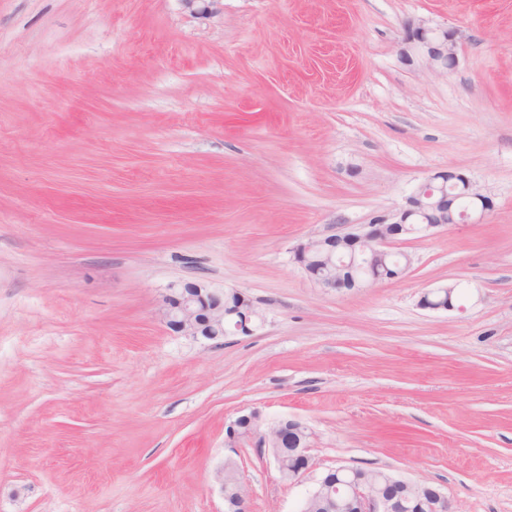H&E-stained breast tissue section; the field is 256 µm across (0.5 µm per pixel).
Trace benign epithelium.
<instances>
[{
  "mask_svg": "<svg viewBox=\"0 0 512 512\" xmlns=\"http://www.w3.org/2000/svg\"><path fill=\"white\" fill-rule=\"evenodd\" d=\"M456 35L453 29L409 23L404 28L400 57L410 62L412 54L417 53L430 68L446 73L458 63ZM450 188L463 189L476 202V210L468 215L457 212V197L448 192ZM492 208V200L478 191L470 178L452 170L437 171L394 212L351 230L309 237L294 246V257L316 286L334 291L360 290L405 275L412 257L397 252L401 243L427 237L438 228L461 221L480 224ZM415 215L430 217L429 223L411 224ZM398 254L402 261L396 263L394 257ZM457 288L453 284L428 291L421 296L420 306L451 310ZM159 312L170 331L196 340L250 336L264 320L262 312L241 292H233L226 300L224 290L192 281L168 285ZM243 420L261 423L255 410L238 416L227 428V447L235 448L245 438L241 430ZM309 438L307 427L288 417L279 419L267 431L250 436L256 447L271 449L278 470L288 471L291 484L304 483L314 471ZM286 441L292 448L285 458ZM366 473L365 468L349 466L326 472L313 480L300 512H308L314 501L320 504L321 512H412L414 506L424 504L434 512L442 506L448 507L446 512H456L447 494L439 488L389 473H381L378 481L369 482ZM409 487H417L423 494L414 500L401 494ZM248 497L245 485L238 483L234 496L224 498V512H249Z\"/></svg>",
  "mask_w": 512,
  "mask_h": 512,
  "instance_id": "7a95c632",
  "label": "benign epithelium"
}]
</instances>
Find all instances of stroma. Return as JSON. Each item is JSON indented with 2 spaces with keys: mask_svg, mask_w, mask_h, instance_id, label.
Here are the masks:
<instances>
[{
  "mask_svg": "<svg viewBox=\"0 0 512 512\" xmlns=\"http://www.w3.org/2000/svg\"><path fill=\"white\" fill-rule=\"evenodd\" d=\"M409 22L456 30L455 69L400 60ZM444 169L493 208L404 244L400 280L296 263ZM177 281L265 323L176 335ZM253 409L310 429L315 474L512 512V0H0V512H224ZM236 459L250 512H298L270 450ZM458 284L439 286L436 289L425 292L420 298V306L432 310H451L454 308V296ZM239 470L237 462L226 459L215 471V481L224 499L225 512H249V492L245 485L239 480L233 497H224V482L232 486L237 482Z\"/></svg>",
  "mask_w": 512,
  "mask_h": 512,
  "instance_id": "1",
  "label": "stroma"
}]
</instances>
